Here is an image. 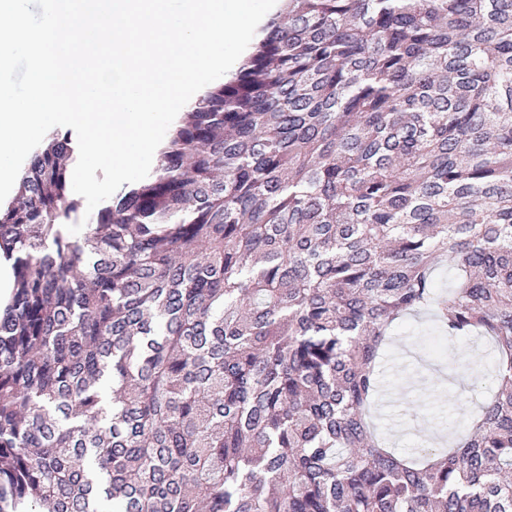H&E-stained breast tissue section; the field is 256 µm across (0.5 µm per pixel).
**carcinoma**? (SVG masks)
Instances as JSON below:
<instances>
[{
	"label": "carcinoma",
	"mask_w": 512,
	"mask_h": 512,
	"mask_svg": "<svg viewBox=\"0 0 512 512\" xmlns=\"http://www.w3.org/2000/svg\"><path fill=\"white\" fill-rule=\"evenodd\" d=\"M74 152L0 206V512H512V0H288L81 241ZM423 308L497 385L411 459L366 410Z\"/></svg>",
	"instance_id": "carcinoma-1"
}]
</instances>
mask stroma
Segmentation results:
<instances>
[{
	"instance_id": "stroma-1",
	"label": "stroma",
	"mask_w": 512,
	"mask_h": 512,
	"mask_svg": "<svg viewBox=\"0 0 512 512\" xmlns=\"http://www.w3.org/2000/svg\"><path fill=\"white\" fill-rule=\"evenodd\" d=\"M465 364L481 372L480 383L463 374ZM490 364L487 341H451L437 351L427 314L410 317L383 346L378 368L383 396L372 404L369 420L399 455L435 445L441 431L466 427L494 383Z\"/></svg>"
}]
</instances>
